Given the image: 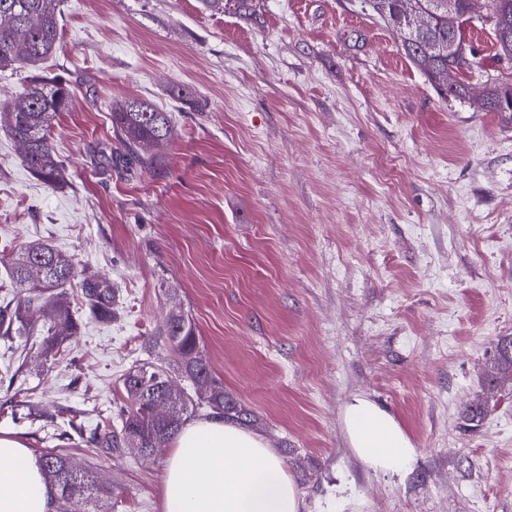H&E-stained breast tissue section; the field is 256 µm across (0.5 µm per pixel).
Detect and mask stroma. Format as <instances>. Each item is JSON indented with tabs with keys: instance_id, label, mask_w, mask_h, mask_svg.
<instances>
[{
	"instance_id": "35a3bbf8",
	"label": "stroma",
	"mask_w": 512,
	"mask_h": 512,
	"mask_svg": "<svg viewBox=\"0 0 512 512\" xmlns=\"http://www.w3.org/2000/svg\"><path fill=\"white\" fill-rule=\"evenodd\" d=\"M259 14L61 0L47 65L70 84L52 129L65 169L45 183L0 130V283L22 243L72 256L79 330L52 360L41 337L0 342V367L17 368L0 382V430L104 475L112 512H162L168 448L146 459L88 437L126 402V370L171 360L162 331L180 313L303 512H512V388L487 383L512 336V122L438 94L370 0H259ZM465 30L468 81H512L491 28ZM128 98L172 117L148 171L122 162L112 130ZM88 276L118 289L112 320L91 315ZM356 395L408 434L405 474L352 451ZM22 401L41 418H20Z\"/></svg>"
}]
</instances>
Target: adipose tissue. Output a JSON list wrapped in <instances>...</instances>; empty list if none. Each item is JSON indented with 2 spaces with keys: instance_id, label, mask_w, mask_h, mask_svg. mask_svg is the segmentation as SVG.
Returning <instances> with one entry per match:
<instances>
[{
  "instance_id": "1",
  "label": "adipose tissue",
  "mask_w": 512,
  "mask_h": 512,
  "mask_svg": "<svg viewBox=\"0 0 512 512\" xmlns=\"http://www.w3.org/2000/svg\"><path fill=\"white\" fill-rule=\"evenodd\" d=\"M343 421L350 445L368 468L399 474L415 450L396 420L356 396ZM163 512H301L302 501L265 438L219 417L185 424L173 438L160 487ZM50 494L36 457L0 431V512H48Z\"/></svg>"
}]
</instances>
